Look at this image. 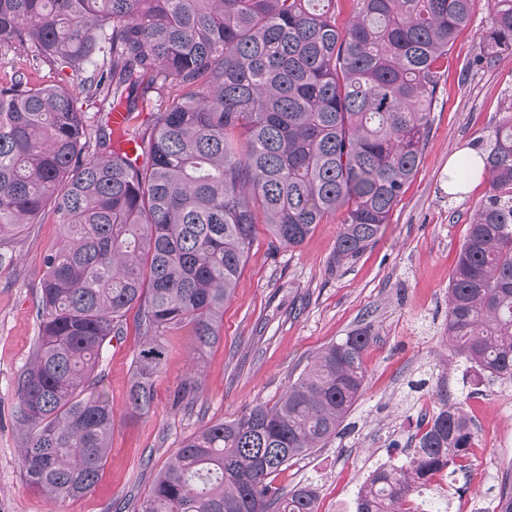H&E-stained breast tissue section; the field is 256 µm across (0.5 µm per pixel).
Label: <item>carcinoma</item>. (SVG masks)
Wrapping results in <instances>:
<instances>
[{
  "mask_svg": "<svg viewBox=\"0 0 512 512\" xmlns=\"http://www.w3.org/2000/svg\"><path fill=\"white\" fill-rule=\"evenodd\" d=\"M351 19L339 22L341 5ZM474 0H0V49L19 47L108 104L88 125L67 87L20 73L0 84V236L52 208L62 227L44 256L40 333L20 374L25 482L65 502L88 494L109 455L114 415L94 375L105 341L135 311L144 339L127 395L152 409L159 337L194 326V351L221 339L263 224L296 247L345 211L332 263L379 237L415 176L441 62ZM481 68L512 52V0H490ZM164 109L135 121L138 105ZM131 124L139 160L113 142L111 112ZM492 191L477 208L448 285L456 351L512 383V106L481 142ZM371 325L323 349L271 407L257 405L184 441L135 512H318L316 491L270 476L324 447L360 400ZM421 423L409 460L376 469L356 512L412 506L413 479L463 471L472 423L448 404Z\"/></svg>",
  "mask_w": 512,
  "mask_h": 512,
  "instance_id": "cac0c4a2",
  "label": "carcinoma"
}]
</instances>
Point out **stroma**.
<instances>
[{
  "instance_id": "stroma-1",
  "label": "stroma",
  "mask_w": 512,
  "mask_h": 512,
  "mask_svg": "<svg viewBox=\"0 0 512 512\" xmlns=\"http://www.w3.org/2000/svg\"><path fill=\"white\" fill-rule=\"evenodd\" d=\"M490 22L488 0H475L469 27L448 53L421 163L377 242L349 265H332L341 216L297 247L257 237L231 299L222 339L194 355L191 325L160 338L163 366L149 414L129 418L126 395L141 337L134 318L113 337L96 370L114 413L112 451L85 497L55 503L23 480L16 425L17 382L39 333L37 305L44 255L60 240L53 213L0 238V512H134L182 442L205 425L274 403L315 355L356 328L371 325L361 399L325 447L295 457L274 482L284 490L313 485L319 512H356L357 493L383 463L412 453L421 420L439 406L438 384L474 420L473 465L438 480L448 512L497 508L512 470V383L488 382L448 344V284L468 225L491 190L488 177L448 191V161L476 151L512 105V53L477 71L465 64ZM194 398L173 409L174 391L192 371Z\"/></svg>"
}]
</instances>
